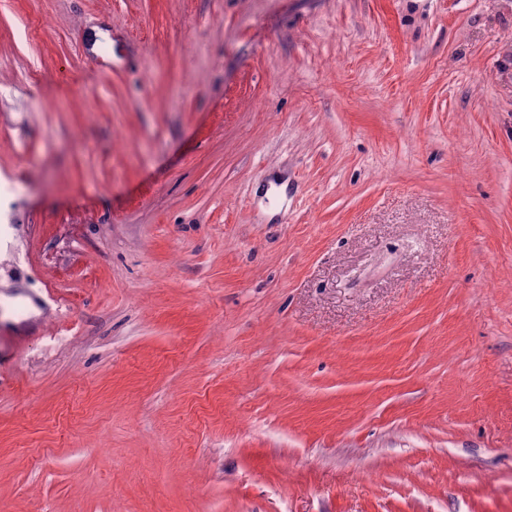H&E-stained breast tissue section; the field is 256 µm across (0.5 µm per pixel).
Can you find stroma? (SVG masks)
Segmentation results:
<instances>
[{
    "instance_id": "1",
    "label": "stroma",
    "mask_w": 512,
    "mask_h": 512,
    "mask_svg": "<svg viewBox=\"0 0 512 512\" xmlns=\"http://www.w3.org/2000/svg\"><path fill=\"white\" fill-rule=\"evenodd\" d=\"M0 512H512V0H0Z\"/></svg>"
}]
</instances>
